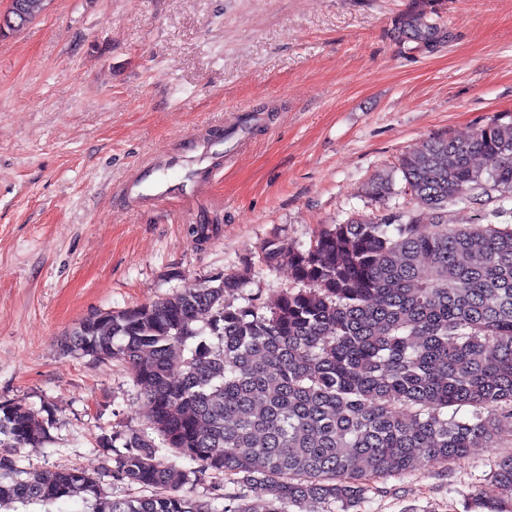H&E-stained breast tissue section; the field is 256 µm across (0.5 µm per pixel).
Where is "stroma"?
<instances>
[{"label": "stroma", "instance_id": "stroma-1", "mask_svg": "<svg viewBox=\"0 0 512 512\" xmlns=\"http://www.w3.org/2000/svg\"><path fill=\"white\" fill-rule=\"evenodd\" d=\"M418 5L449 31L435 47L397 29ZM493 119L512 121V0H47L0 35V401L54 421L25 465L131 495L98 442L144 428L140 389L120 363L64 355L65 336L251 263L248 293L273 299L292 279L258 266L266 240L304 248L321 225L385 213L393 200L366 193L378 173ZM243 122L246 150L200 193L118 199L143 164ZM510 453L507 420L475 455L374 479L357 512H466L473 493L499 497L489 472Z\"/></svg>", "mask_w": 512, "mask_h": 512}]
</instances>
